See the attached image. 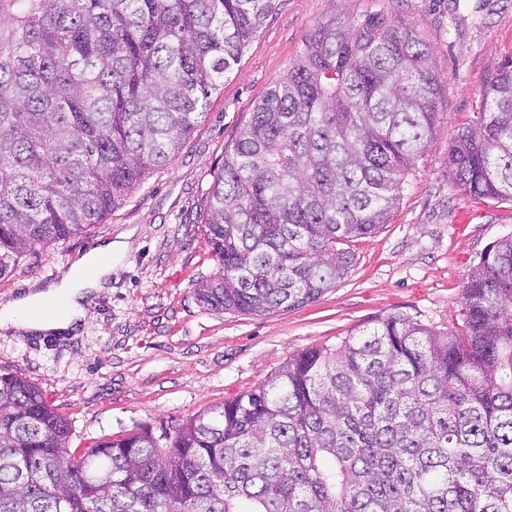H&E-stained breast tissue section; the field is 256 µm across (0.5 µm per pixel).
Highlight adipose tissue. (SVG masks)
<instances>
[{"mask_svg": "<svg viewBox=\"0 0 512 512\" xmlns=\"http://www.w3.org/2000/svg\"><path fill=\"white\" fill-rule=\"evenodd\" d=\"M112 271L111 265L90 254L65 275L59 284L30 291L0 307V325L37 332H65L74 329L84 317L82 300L87 290L99 287ZM53 305V315L38 316V309Z\"/></svg>", "mask_w": 512, "mask_h": 512, "instance_id": "ef3b65f1", "label": "adipose tissue"}]
</instances>
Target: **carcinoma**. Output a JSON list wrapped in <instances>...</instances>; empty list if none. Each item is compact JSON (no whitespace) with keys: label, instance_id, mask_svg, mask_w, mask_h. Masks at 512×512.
<instances>
[{"label":"carcinoma","instance_id":"carcinoma-1","mask_svg":"<svg viewBox=\"0 0 512 512\" xmlns=\"http://www.w3.org/2000/svg\"><path fill=\"white\" fill-rule=\"evenodd\" d=\"M277 0H0V278L98 224L192 133ZM443 76L382 13L317 27L214 178L219 272L195 294L268 315L344 279L389 222ZM448 152L512 200V54ZM463 330L399 314L307 349L177 427L73 460L68 421L0 368V512H512V236L468 274Z\"/></svg>","mask_w":512,"mask_h":512}]
</instances>
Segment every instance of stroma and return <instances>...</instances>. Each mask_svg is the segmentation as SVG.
I'll list each match as a JSON object with an SVG mask.
<instances>
[{
  "label": "stroma",
  "instance_id": "obj_1",
  "mask_svg": "<svg viewBox=\"0 0 512 512\" xmlns=\"http://www.w3.org/2000/svg\"><path fill=\"white\" fill-rule=\"evenodd\" d=\"M376 12L413 27L443 76L435 133L390 223L348 242L351 273L313 303L265 316L211 310L193 288L217 271L201 219L225 153L318 26ZM511 53L512 0H278L177 155L102 223L28 253L0 279L2 306L59 282L108 242L124 245L74 331L0 327V367L68 421L79 458L107 438L217 408L290 356L336 345L375 319L403 314L461 330L464 282L491 243L512 236V201L466 193L449 174L448 150L477 118L483 78Z\"/></svg>",
  "mask_w": 512,
  "mask_h": 512
}]
</instances>
